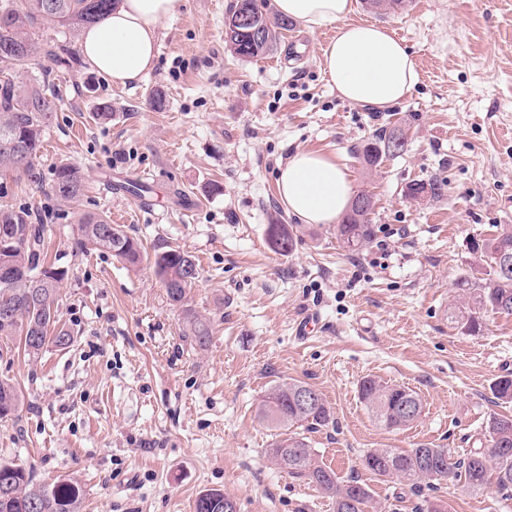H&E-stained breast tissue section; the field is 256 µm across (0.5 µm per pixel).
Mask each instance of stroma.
Wrapping results in <instances>:
<instances>
[{
  "label": "stroma",
  "mask_w": 512,
  "mask_h": 512,
  "mask_svg": "<svg viewBox=\"0 0 512 512\" xmlns=\"http://www.w3.org/2000/svg\"><path fill=\"white\" fill-rule=\"evenodd\" d=\"M236 0H177L159 29L154 68L113 84L82 61L41 56L9 72L26 86H54L39 159L42 186L0 174L7 202L47 215L68 349L38 361L0 346V379L24 396L0 419V460L35 479L83 490V512H194L217 488L237 512H333L330 498L282 473L265 456L277 433L256 406L279 383L322 393L334 422L309 433L319 462L366 483L381 512H512V492L488 485L410 486L380 479L360 458L374 448L479 447L487 420L512 416L494 384L512 377V315L486 314L461 333L449 311L477 268L473 241L512 224V0H407L374 12L354 0L353 21L392 28L421 74L412 95L385 110L340 98L319 66L333 26L291 23L267 54L235 58L224 20ZM111 116L99 118L101 106ZM408 132L404 154L368 166L356 149L381 129ZM342 165L353 191L374 201V236L341 246L332 224H302L289 255L267 242L292 224L276 168L300 151ZM78 164L86 191L58 203L52 170ZM149 185L127 190L130 176ZM443 181L440 196L408 198L410 184ZM83 214L123 225L147 254L177 249L200 277L190 304L216 332L204 351L180 331L150 263L132 268L74 249ZM316 313L306 340L295 322ZM374 377L414 390L423 412L411 428L377 425L359 398Z\"/></svg>",
  "instance_id": "obj_1"
}]
</instances>
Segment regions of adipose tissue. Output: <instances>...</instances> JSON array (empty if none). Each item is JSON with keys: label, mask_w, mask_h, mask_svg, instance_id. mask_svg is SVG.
<instances>
[{"label": "adipose tissue", "mask_w": 512, "mask_h": 512, "mask_svg": "<svg viewBox=\"0 0 512 512\" xmlns=\"http://www.w3.org/2000/svg\"><path fill=\"white\" fill-rule=\"evenodd\" d=\"M277 12L308 30L332 24L320 66L343 99L385 109L410 96L421 75L394 31L352 23V0H274ZM175 0H117L104 20L88 26L80 49L88 69L122 84L138 82L155 64L159 27ZM277 188L288 213L304 224H332L346 211L352 187L344 169L324 154L300 150L281 163Z\"/></svg>", "instance_id": "adipose-tissue-1"}]
</instances>
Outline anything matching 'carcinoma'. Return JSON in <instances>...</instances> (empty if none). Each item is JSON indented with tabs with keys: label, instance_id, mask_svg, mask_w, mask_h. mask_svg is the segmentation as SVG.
<instances>
[{
	"label": "carcinoma",
	"instance_id": "1",
	"mask_svg": "<svg viewBox=\"0 0 512 512\" xmlns=\"http://www.w3.org/2000/svg\"><path fill=\"white\" fill-rule=\"evenodd\" d=\"M115 0H0V71L27 64L40 55H49L62 64L74 60L65 44H50L31 35L39 24H53L75 33L88 24L103 19L112 11ZM250 6L252 17L264 25L265 36L259 43L225 41L228 49L241 59H253L268 53L276 44L280 30L291 25L282 16L272 17L267 0H236L229 15L235 16L241 6ZM50 87L39 82L20 87L7 80L0 84V171L25 176L40 182L37 158L52 117ZM394 135L381 130L357 149L369 166L376 165L373 153ZM86 188L81 167L64 163L53 172L50 190L66 204L76 203ZM443 183L409 185L406 195L417 198L423 191L441 195ZM374 205L349 207L342 222L336 225L337 237L350 251L365 247L374 235L371 215ZM114 224L105 215H83L77 225L75 247L107 252L118 260L137 266L144 255L137 241L125 230L112 233ZM45 224L30 221V212L11 204L0 205V339L17 341L18 347L32 361L38 360L52 344L65 349L73 342L71 332L59 325L58 284L66 271L54 266L45 247ZM267 240L271 249L287 256L292 253L296 235L286 224H270ZM472 254L479 277L462 283V302L455 314L456 322L466 332L475 334L489 312L512 315V271L504 273L497 263L502 251L512 253V225L502 224L492 236L473 242ZM152 265L174 306L184 309L182 336L194 348H208L214 327L210 318L188 307V296L198 281L199 270L192 255L170 249L154 255ZM299 382L276 385L261 400L260 417L275 428L287 431L267 450L271 462L288 466V474L309 480L333 500L334 512H366L371 501L367 484L355 479L341 481L336 472L319 464L313 449L302 435L291 431L299 426L306 431L329 425L332 414L325 400L299 407L293 390ZM362 402L380 425L401 430L413 421L401 419L395 412L400 397L398 387L367 377L360 383ZM23 403L18 389L0 380V418L15 413ZM485 437L496 448H512V416H492L485 427ZM451 455L446 448L419 446L404 451L377 448L361 459L363 469L377 477L397 479L410 486L428 480L437 483L461 482L473 493L482 491L490 482L501 490H512V454L501 456L486 448H473L445 470H440V454ZM227 496L219 489H206L195 500V512H224ZM83 498L77 484L61 480L52 485L36 483L31 471L13 462L0 461V512H82Z\"/></svg>",
	"mask_w": 512,
	"mask_h": 512
}]
</instances>
